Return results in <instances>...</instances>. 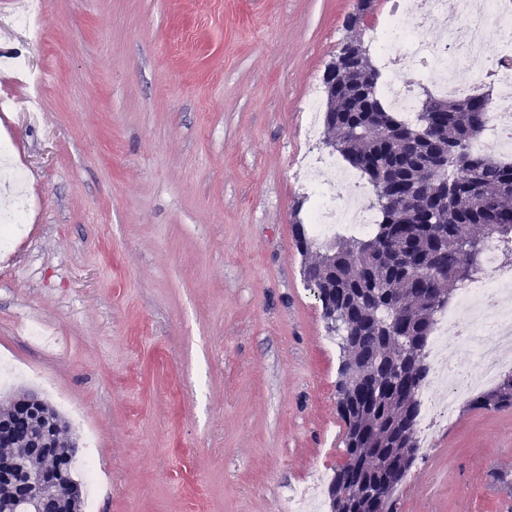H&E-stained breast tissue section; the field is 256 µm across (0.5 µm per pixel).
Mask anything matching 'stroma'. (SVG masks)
<instances>
[{
	"mask_svg": "<svg viewBox=\"0 0 512 512\" xmlns=\"http://www.w3.org/2000/svg\"><path fill=\"white\" fill-rule=\"evenodd\" d=\"M0 0V394H42L77 440L82 512H287L343 462L340 349L303 279L302 111L353 0ZM512 409L461 403L398 512H512Z\"/></svg>",
	"mask_w": 512,
	"mask_h": 512,
	"instance_id": "35a3bbf8",
	"label": "stroma"
}]
</instances>
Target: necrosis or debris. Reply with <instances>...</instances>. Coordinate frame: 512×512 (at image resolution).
<instances>
[{"mask_svg": "<svg viewBox=\"0 0 512 512\" xmlns=\"http://www.w3.org/2000/svg\"><path fill=\"white\" fill-rule=\"evenodd\" d=\"M433 15L444 27V38L438 42L422 35ZM370 39L388 73L382 87L384 101L404 119L415 117L420 97L415 85L401 78V71L417 72L431 94L444 98L496 88L499 101L491 128L470 148L482 155L512 157V0H392L386 22L371 30ZM462 67L474 72L473 81L457 80ZM322 162L336 172V188L311 185L313 235L328 240L369 232L376 216L358 174L335 155L323 156ZM498 250V243L487 245L484 274L466 282L457 311L442 315L435 325L434 380L423 393L426 420L418 426L421 438H428L429 422L448 420L479 387L512 371V359L504 355L512 348V275L497 273ZM452 344L467 352L466 361L449 362Z\"/></svg>", "mask_w": 512, "mask_h": 512, "instance_id": "1", "label": "necrosis or debris"}]
</instances>
